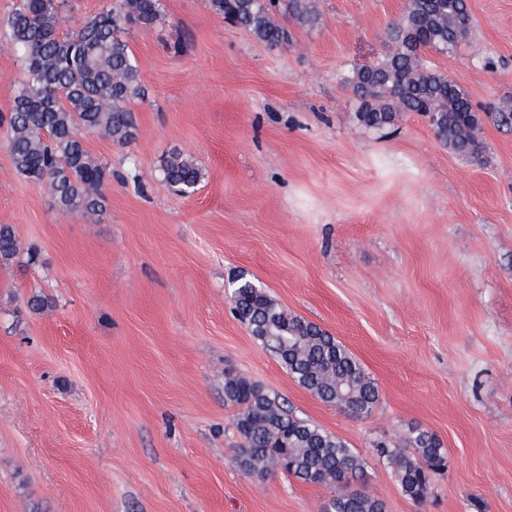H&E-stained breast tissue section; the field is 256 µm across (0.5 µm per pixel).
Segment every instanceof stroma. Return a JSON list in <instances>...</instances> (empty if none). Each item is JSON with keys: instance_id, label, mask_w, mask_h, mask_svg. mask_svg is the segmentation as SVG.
Listing matches in <instances>:
<instances>
[{"instance_id": "1", "label": "stroma", "mask_w": 512, "mask_h": 512, "mask_svg": "<svg viewBox=\"0 0 512 512\" xmlns=\"http://www.w3.org/2000/svg\"><path fill=\"white\" fill-rule=\"evenodd\" d=\"M315 4L282 48L208 0L126 30L145 96L129 148L86 140L112 168L99 218L59 212L0 133L22 250L0 264V512H325L335 488L238 467L228 371L346 440L386 512H512V127L492 118L512 110V0H467L469 35L430 56L490 113L477 158L417 114L366 128L339 82L388 51L405 0ZM176 150L204 169L193 195L157 180ZM241 273L356 355L369 415L299 386L233 316ZM414 427L447 450L417 501L375 450Z\"/></svg>"}]
</instances>
